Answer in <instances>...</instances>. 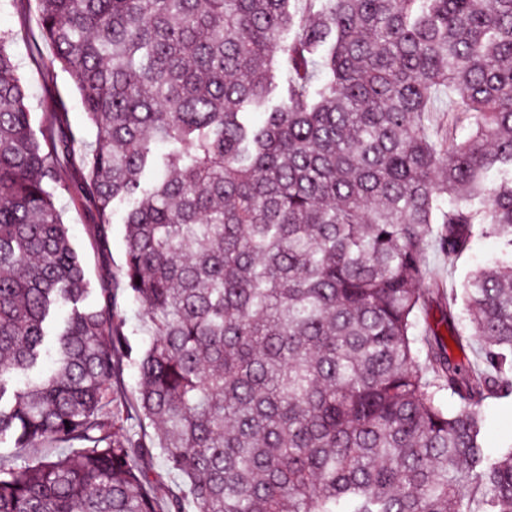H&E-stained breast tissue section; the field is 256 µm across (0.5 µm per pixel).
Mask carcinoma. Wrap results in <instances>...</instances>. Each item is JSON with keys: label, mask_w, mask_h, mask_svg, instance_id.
Listing matches in <instances>:
<instances>
[{"label": "carcinoma", "mask_w": 512, "mask_h": 512, "mask_svg": "<svg viewBox=\"0 0 512 512\" xmlns=\"http://www.w3.org/2000/svg\"><path fill=\"white\" fill-rule=\"evenodd\" d=\"M35 6L93 141L61 100L35 120L0 33V381L39 371L0 408V512H512L482 410L512 401V0ZM60 189L101 247L127 205L141 342ZM477 236L498 255L432 284L420 337L425 251ZM57 206L62 209L63 219L69 224L72 242L80 252L86 276L92 285H97L99 279L112 275L115 288L123 287L122 268L125 261V227L123 216L126 206L117 203L110 234L109 250L102 254L89 234L87 224L90 217L83 211L70 195L64 190L58 191Z\"/></svg>", "instance_id": "cac0c4a2"}]
</instances>
